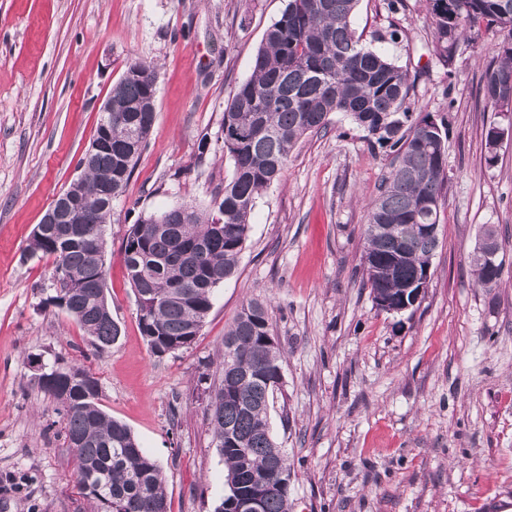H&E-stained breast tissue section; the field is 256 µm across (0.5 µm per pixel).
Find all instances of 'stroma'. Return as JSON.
I'll list each match as a JSON object with an SVG mask.
<instances>
[{"instance_id":"obj_1","label":"stroma","mask_w":512,"mask_h":512,"mask_svg":"<svg viewBox=\"0 0 512 512\" xmlns=\"http://www.w3.org/2000/svg\"><path fill=\"white\" fill-rule=\"evenodd\" d=\"M287 0H0V512H96L82 494L55 403L30 358L79 364L99 403L132 430L165 475L169 512H215L224 462L207 405L224 333L243 303H267L284 354L269 409L288 453L291 512H488L512 505V136L480 92L498 39L474 30L453 64L429 52V0H359L362 44L406 67L411 96L447 132V193L431 279L412 308L375 306L360 257L367 203L386 152L347 116L302 138L259 199L236 272L215 289L200 336L163 357L143 338L123 261L139 217L209 204L230 179L220 123ZM158 68L156 121L105 227L112 317L97 348L48 304L52 260L23 258L33 228L80 175L100 110L128 64ZM496 230L505 268L479 288L472 252Z\"/></svg>"}]
</instances>
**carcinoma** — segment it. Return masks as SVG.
Instances as JSON below:
<instances>
[{"label": "carcinoma", "mask_w": 512, "mask_h": 512, "mask_svg": "<svg viewBox=\"0 0 512 512\" xmlns=\"http://www.w3.org/2000/svg\"><path fill=\"white\" fill-rule=\"evenodd\" d=\"M359 0H288L279 20L265 32L250 76L224 102L221 139L233 162L230 181L209 206L181 204L140 218L123 240L127 278L133 292L148 295L138 309L139 327L150 351L160 357L189 348L200 336L214 289L233 275L248 240L257 200L277 182L293 147L327 127L343 112L370 142L388 150L390 170L368 207L361 265L376 307L403 310L407 289L428 277L439 240L424 225L440 223L445 196L446 132L429 113H413L407 69L362 45L352 28ZM432 52L452 63L467 32L484 26L498 36L497 60L486 65L481 91L496 104L512 92V0H429ZM463 22L448 28V5ZM157 67L131 63L112 88V152L76 179L79 193L94 203L90 223L105 229L118 199L147 148L155 123ZM174 226L163 233L158 225ZM29 255L53 257V282L61 292L47 302L61 307L96 345L120 335L106 296L104 259L78 239L31 234ZM477 284L491 290L492 275L472 257ZM53 384L38 383L65 422V442L76 459V481L97 512H167L165 476L130 428L99 404L98 383L75 365L53 367ZM282 377V350L268 307L251 300L224 336L220 383L210 403L213 438L224 459L225 494L218 512H238L256 491L263 512H289L292 476L288 455L274 441L267 416Z\"/></svg>", "instance_id": "cac0c4a2"}]
</instances>
